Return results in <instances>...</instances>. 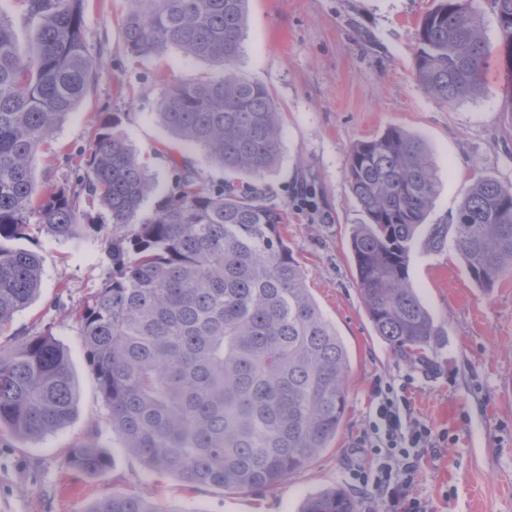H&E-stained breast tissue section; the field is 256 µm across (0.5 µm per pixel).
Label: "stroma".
<instances>
[{"label":"stroma","mask_w":512,"mask_h":512,"mask_svg":"<svg viewBox=\"0 0 512 512\" xmlns=\"http://www.w3.org/2000/svg\"><path fill=\"white\" fill-rule=\"evenodd\" d=\"M433 0H249L238 69L265 85L282 114L280 156L266 175L269 201L288 208V243L325 318L350 354L343 422L330 448L278 488L260 493L187 488L177 477L149 473L103 430L110 467L90 476L67 462L70 448L105 410L70 317L105 281L103 241L79 244L36 227L22 248L42 259V281L31 304L0 329L9 348L44 329L67 349L76 385L75 415L36 439L0 436V512H86L115 491H137L161 512H299L325 489L350 488L349 472L368 464L357 442L369 429L378 382L404 385L420 421L443 433L424 448L409 494L428 512H512V275L495 287L477 286L451 249L417 247L410 275L424 303L445 328L421 364L395 355L375 336L359 297L350 235L365 216L345 176L352 145L398 126L431 150L439 189L420 235L446 224L474 171L512 183V118L501 110L512 78L500 65L503 45L490 0H480L492 69L481 95L447 106L414 79L415 28ZM125 0H84L97 83L40 149L38 173L73 185V158L88 148L100 113L124 112L128 141L147 162L158 187L171 179L170 158L192 161L203 178L223 180L203 152L172 142L159 122L166 84L205 72L204 62L170 50L136 59L124 46ZM309 190L313 209L296 195Z\"/></svg>","instance_id":"1"}]
</instances>
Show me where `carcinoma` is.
Wrapping results in <instances>:
<instances>
[{"label":"carcinoma","instance_id":"1","mask_svg":"<svg viewBox=\"0 0 512 512\" xmlns=\"http://www.w3.org/2000/svg\"><path fill=\"white\" fill-rule=\"evenodd\" d=\"M37 23L35 46L0 19V324L31 302L42 268L11 243L40 226L66 241L100 238L110 274L70 313L93 372L109 431L150 472L223 491L277 488L336 439L346 408L348 349L322 314L282 235L288 210L257 190L275 165L281 118L270 92L236 69L247 0H128L123 25L133 57L177 49L210 64L194 81L167 85L162 126L224 169L204 181L171 158L170 185L155 190L127 140L124 112L101 114L71 187L38 180L37 154L98 78L84 37L83 0H20ZM512 70V0H491ZM414 78L455 105L481 94L489 67L474 0H437L419 20ZM366 221L350 247L359 295L376 335L410 363L445 334L420 300L409 264L438 188L431 152L396 126L357 141L345 170ZM99 204L97 224L83 204ZM473 282L512 274V184L474 171L449 224L431 227L424 247L445 242ZM68 351L48 331L0 347V432L39 438L74 414ZM99 429L68 463L101 475L110 466ZM86 512H160L136 492H112ZM302 512H361L335 488Z\"/></svg>","mask_w":512,"mask_h":512}]
</instances>
